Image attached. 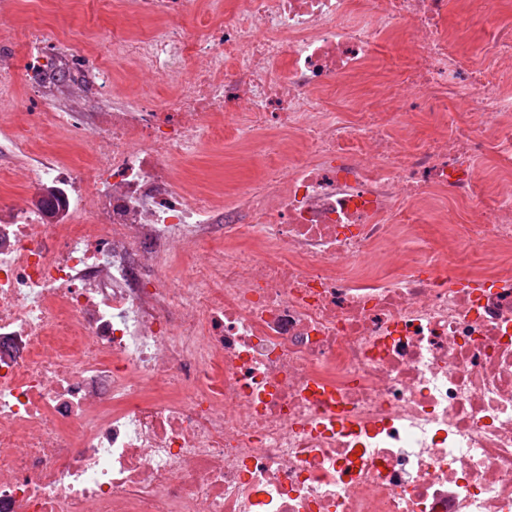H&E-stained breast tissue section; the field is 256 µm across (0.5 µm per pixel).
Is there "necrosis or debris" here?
<instances>
[{"mask_svg":"<svg viewBox=\"0 0 512 512\" xmlns=\"http://www.w3.org/2000/svg\"><path fill=\"white\" fill-rule=\"evenodd\" d=\"M489 4L123 0L108 65L19 33L45 109L0 126V179L38 187L0 211V512H512V23ZM393 41L410 65L346 113L335 79ZM128 59L166 95L119 84ZM47 138L78 162L31 155ZM230 144L255 178H181ZM432 206L424 237L404 215ZM486 35L482 28L471 25L468 37L462 44V48L468 52L476 62L483 61L485 55Z\"/></svg>","mask_w":512,"mask_h":512,"instance_id":"obj_1","label":"necrosis or debris"}]
</instances>
